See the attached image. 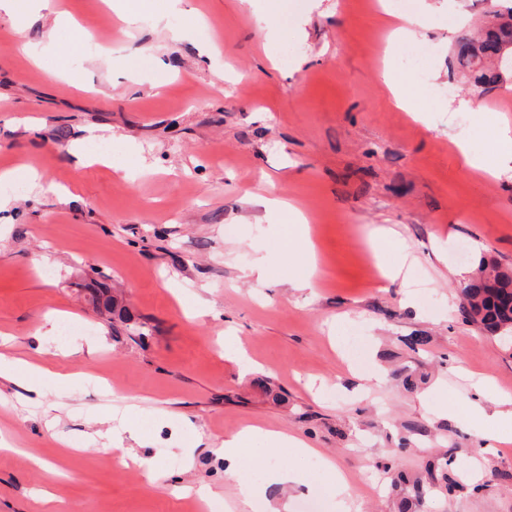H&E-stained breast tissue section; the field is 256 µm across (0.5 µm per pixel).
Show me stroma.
I'll return each mask as SVG.
<instances>
[{"label":"stroma","mask_w":512,"mask_h":512,"mask_svg":"<svg viewBox=\"0 0 512 512\" xmlns=\"http://www.w3.org/2000/svg\"><path fill=\"white\" fill-rule=\"evenodd\" d=\"M208 26L191 28L165 0L138 27L115 33L103 0H58L95 48L73 49L70 27L48 10L26 9L33 66L14 48L13 18L0 12V170L25 163L39 180L0 210V351L79 373L60 382L33 373L0 378V512H45L48 488L64 512H189L211 487L221 512H240L224 482L214 441L247 424L284 430L317 448L299 458L245 460L240 479L263 486L251 512H305L317 489L336 512L323 460L353 485L361 512H396L384 471L423 473L448 454L454 495L433 494L419 512H512V445L483 450L485 424L449 417L486 379L512 399V341L466 322L459 285L479 262L512 268V172L476 177L452 142L497 147L484 122L512 127V84L474 97L455 63V36L484 24L495 0H433L428 29L412 44L433 49L423 65L424 122L390 103L384 63L389 19L378 0H283L268 42L260 12L241 0H186ZM184 29L177 42L168 28ZM156 51L150 67L135 53ZM473 100L459 112L449 102ZM112 141L113 166L78 165L76 155ZM274 181L310 218L318 269L286 259L292 227L255 200ZM392 231L408 261L383 281L390 252L369 245ZM263 265L258 283L244 273ZM314 274V292L291 287ZM108 280L146 338L114 336L86 301ZM87 326L62 342L59 319ZM366 368L352 365L349 330ZM224 336L239 337L256 366L243 373ZM428 342L412 350L407 337ZM427 373L420 392L394 370ZM384 373L382 385L370 384ZM42 390L33 401L30 386ZM129 406L154 481L117 463L102 417ZM81 448L62 452V442ZM192 463L168 466L177 447ZM479 468L478 480L466 479ZM302 479L270 485L271 470Z\"/></svg>","instance_id":"stroma-1"}]
</instances>
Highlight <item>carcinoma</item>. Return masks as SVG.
<instances>
[{
  "label": "carcinoma",
  "mask_w": 512,
  "mask_h": 512,
  "mask_svg": "<svg viewBox=\"0 0 512 512\" xmlns=\"http://www.w3.org/2000/svg\"><path fill=\"white\" fill-rule=\"evenodd\" d=\"M512 44V25L505 22L485 26L475 36L463 35L457 42L456 60L460 67L469 70L473 86L480 92H488L504 81L507 73L496 71L490 50ZM509 269L497 264H482L477 275L459 289L461 296L460 312L464 319L480 326L491 334L512 331V308L508 307L507 297L512 277ZM94 307L118 318L123 331L130 337H143L133 315L117 303L108 288L91 290ZM450 460L445 457L429 461L425 467L426 477L409 478L396 473L393 488L400 494L397 512H414L425 502L429 493L437 488L454 491L455 481L448 475Z\"/></svg>",
  "instance_id": "carcinoma-1"
}]
</instances>
